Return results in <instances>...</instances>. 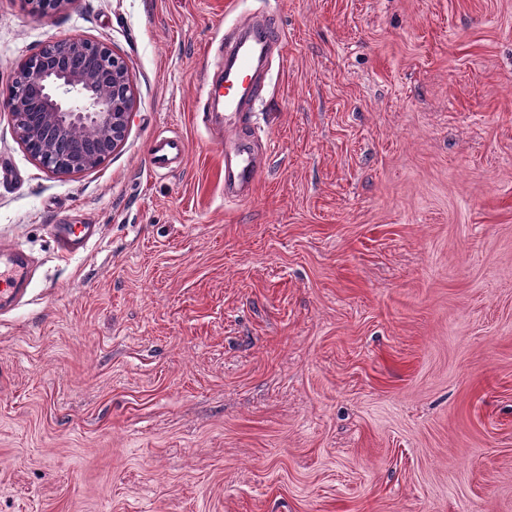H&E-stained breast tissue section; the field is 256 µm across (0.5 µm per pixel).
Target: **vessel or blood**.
<instances>
[{
  "instance_id": "vessel-or-blood-1",
  "label": "vessel or blood",
  "mask_w": 512,
  "mask_h": 512,
  "mask_svg": "<svg viewBox=\"0 0 512 512\" xmlns=\"http://www.w3.org/2000/svg\"><path fill=\"white\" fill-rule=\"evenodd\" d=\"M282 42L278 24L268 20L248 22L240 27L237 39L224 43V82L205 83L206 98L223 104L226 112L244 115L247 106L260 93L261 72L271 50ZM182 151L180 140L157 141L152 152L153 167L166 168ZM258 157L249 137L224 150V196L232 201L245 199L257 176ZM60 259L68 260L81 252L98 234L94 224L59 225L53 229ZM32 268L26 254L0 246V316L19 307L29 296Z\"/></svg>"
}]
</instances>
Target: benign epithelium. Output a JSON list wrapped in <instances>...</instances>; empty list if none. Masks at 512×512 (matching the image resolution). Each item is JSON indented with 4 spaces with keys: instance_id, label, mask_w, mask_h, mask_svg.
<instances>
[{
    "instance_id": "1",
    "label": "benign epithelium",
    "mask_w": 512,
    "mask_h": 512,
    "mask_svg": "<svg viewBox=\"0 0 512 512\" xmlns=\"http://www.w3.org/2000/svg\"><path fill=\"white\" fill-rule=\"evenodd\" d=\"M70 0H27L39 18ZM136 104L128 61L105 41L49 42L16 65L3 105L16 139L44 169L96 168L125 139Z\"/></svg>"
}]
</instances>
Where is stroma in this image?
<instances>
[{"instance_id": "obj_1", "label": "stroma", "mask_w": 512, "mask_h": 512, "mask_svg": "<svg viewBox=\"0 0 512 512\" xmlns=\"http://www.w3.org/2000/svg\"><path fill=\"white\" fill-rule=\"evenodd\" d=\"M269 14L228 204L202 80ZM71 37L137 100L67 177L0 111V242L37 262L0 318V512H512V0H0V97ZM56 224L100 231L64 264ZM250 136L233 146L224 145V201H241L252 190L257 176L258 157ZM182 151L180 140H158L153 148L151 163L154 168H166Z\"/></svg>"}]
</instances>
